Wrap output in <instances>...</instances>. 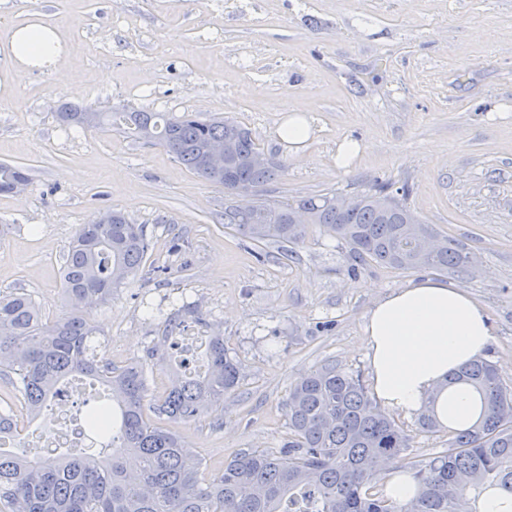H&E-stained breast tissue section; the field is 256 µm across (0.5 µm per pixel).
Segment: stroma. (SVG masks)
I'll return each instance as SVG.
<instances>
[{
    "label": "stroma",
    "instance_id": "obj_1",
    "mask_svg": "<svg viewBox=\"0 0 512 512\" xmlns=\"http://www.w3.org/2000/svg\"><path fill=\"white\" fill-rule=\"evenodd\" d=\"M39 15L68 52L56 71H12L9 26ZM0 162L31 182L0 195V296L21 290L46 318L65 310L60 272L82 224L121 210L149 250L112 302L88 309L123 365L164 332L142 299L184 297L221 332L244 378L211 413L174 429L210 466L286 434L289 387L327 363L369 377L363 318L417 279L370 262L318 227L303 244L244 248L224 226L238 203L123 129L68 127L71 102L100 112H193L249 129L284 166L259 199L278 205L377 183L406 188L425 223L479 258L457 278L488 317L482 355L512 386V0H0ZM303 108L304 158L277 135ZM364 143L350 170L336 144Z\"/></svg>",
    "mask_w": 512,
    "mask_h": 512
}]
</instances>
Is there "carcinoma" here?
<instances>
[{"label": "carcinoma", "mask_w": 512, "mask_h": 512, "mask_svg": "<svg viewBox=\"0 0 512 512\" xmlns=\"http://www.w3.org/2000/svg\"><path fill=\"white\" fill-rule=\"evenodd\" d=\"M59 118L82 129L112 127L110 112L66 105ZM123 120L133 136L231 193H257L283 172L273 158L265 166L252 162L264 149L230 118L126 112ZM216 143L226 149L219 173L205 164ZM28 182L25 168L0 163V194ZM359 197L345 217L329 206L336 198L331 193L285 205L259 202L250 214L226 207L224 226L257 243L299 244L312 224L345 242L360 263L473 274L477 258L455 245L433 255L419 251L412 224L417 215L389 186L379 184ZM295 210L309 213L310 224L289 223ZM147 250L142 225L109 209L98 223L80 225L64 259V314L48 321L28 294L0 296V374L16 375L27 415H36L70 380L88 378L105 386L87 412L88 425L99 436L93 447L63 448L45 458L0 449V512H477L487 487L512 494V387L480 356L448 375L446 386L475 392L481 416L469 428L450 432L448 447L416 466L418 492L407 502L384 494L375 480L410 447V435L382 409L361 375L332 363L289 389L288 435L278 448H242L204 479L203 459L167 424L195 419L238 389L243 368L224 348V337H210L203 378L174 371L168 387L153 395L146 369L165 364L166 352L153 346L145 357L117 366L105 354L104 333L86 317L91 305L112 301L138 273ZM170 304L175 311L165 328L172 332L198 312L193 303ZM416 424L421 433L447 430L431 404L417 413Z\"/></svg>", "instance_id": "1"}]
</instances>
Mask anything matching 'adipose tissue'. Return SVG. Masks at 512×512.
<instances>
[{
    "label": "adipose tissue",
    "instance_id": "ef3b65f1",
    "mask_svg": "<svg viewBox=\"0 0 512 512\" xmlns=\"http://www.w3.org/2000/svg\"><path fill=\"white\" fill-rule=\"evenodd\" d=\"M6 48L15 67H51L64 53L65 37L43 19L32 18L9 28ZM489 341L487 315L469 293L430 278L379 299L362 325V347L378 399L413 414L427 396H435L439 420L458 430L477 419L480 406L469 389L445 381Z\"/></svg>",
    "mask_w": 512,
    "mask_h": 512
}]
</instances>
